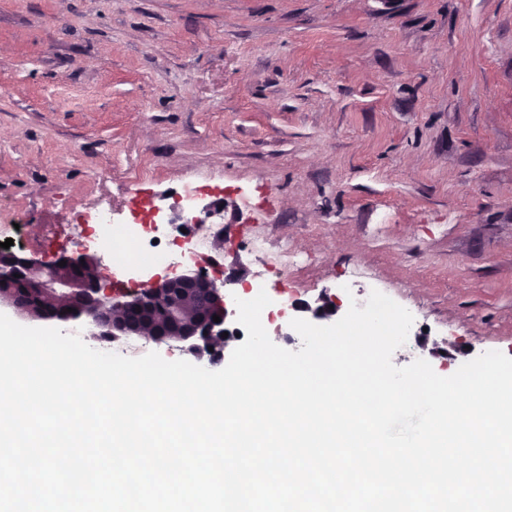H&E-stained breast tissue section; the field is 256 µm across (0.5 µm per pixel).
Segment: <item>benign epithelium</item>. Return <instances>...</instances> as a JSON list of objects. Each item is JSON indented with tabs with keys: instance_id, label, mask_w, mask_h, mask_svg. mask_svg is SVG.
<instances>
[{
	"instance_id": "7a95c632",
	"label": "benign epithelium",
	"mask_w": 512,
	"mask_h": 512,
	"mask_svg": "<svg viewBox=\"0 0 512 512\" xmlns=\"http://www.w3.org/2000/svg\"><path fill=\"white\" fill-rule=\"evenodd\" d=\"M17 274L29 279L42 297L72 302L74 310L69 319L87 318L99 336H140L155 343L188 342L197 355L209 352V346L223 340V333L232 332L230 317L236 315V310L229 308L224 289L213 278L195 270L167 276L118 299L104 293V273L92 254L68 257L63 268L56 261L37 262L11 250H1L0 282L11 283ZM137 307L144 320L131 326L124 314ZM340 309L337 299L325 297L316 306L306 305L300 311L324 319ZM215 315L220 321H213Z\"/></svg>"
}]
</instances>
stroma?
Listing matches in <instances>:
<instances>
[{
    "mask_svg": "<svg viewBox=\"0 0 512 512\" xmlns=\"http://www.w3.org/2000/svg\"><path fill=\"white\" fill-rule=\"evenodd\" d=\"M188 181L279 347L377 290L414 317L396 366L512 357V0H0V242L52 262Z\"/></svg>",
    "mask_w": 512,
    "mask_h": 512,
    "instance_id": "35a3bbf8",
    "label": "stroma"
}]
</instances>
